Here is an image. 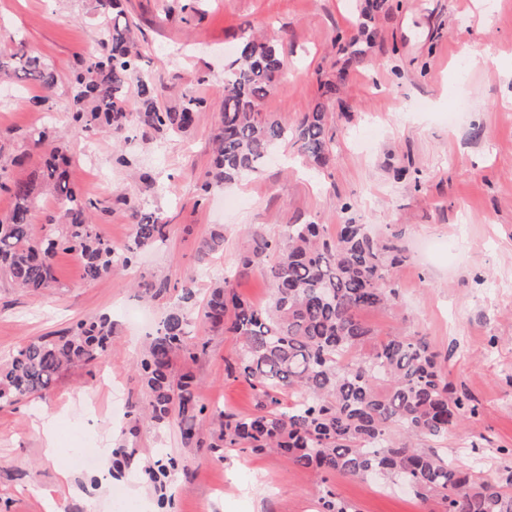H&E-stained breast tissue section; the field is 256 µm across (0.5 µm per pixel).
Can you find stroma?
<instances>
[{
	"label": "stroma",
	"mask_w": 512,
	"mask_h": 512,
	"mask_svg": "<svg viewBox=\"0 0 512 512\" xmlns=\"http://www.w3.org/2000/svg\"><path fill=\"white\" fill-rule=\"evenodd\" d=\"M124 0L136 23L140 66L157 84L158 102L179 107L204 99L194 125L164 138L133 125L125 140L80 131L71 118L70 74L101 48L103 30L91 0H0V47L43 59L56 77L51 92L14 78L0 81V153L24 155L5 180L26 179L40 154L24 132L35 121L66 143L71 180L96 200L99 234L116 246L132 242L127 200L159 210L169 225L164 245L142 251L135 264L107 279L86 280L70 254L56 258L60 287L41 297L0 285V359L25 340L63 330L103 313L115 337L104 363L61 376L36 397L0 408V512H114L124 498L136 512H318L316 475L271 452L187 448L175 427L131 426V404L146 394L135 370L150 331L128 318L147 311L152 323L180 300L182 275L194 272L190 333L207 350L196 361L175 359L191 372L200 399L242 414L253 390L224 374L235 348L230 334L203 330L197 315L215 282L236 266L246 233L280 239L286 225L313 221L335 233L339 224L396 231L407 259L391 272L397 305L364 313L379 335L425 337L453 386L480 414L447 438L418 445L472 466L476 480L505 479L512 458V0H388L376 23L375 46L362 67L345 66L336 34L357 35L356 0ZM274 32L283 68L262 111L297 124L338 83L328 103L335 142L330 160L312 170L292 141H282L261 172L224 193L200 185L213 158L212 138L224 110V57L244 30ZM47 95L43 108L29 98ZM126 165H114L115 155ZM151 170L156 183L141 180ZM126 202H118V195ZM223 251L200 258L212 231ZM169 275L164 297L137 296L134 283ZM52 417L58 456L42 431ZM101 444L88 467L71 462L84 441ZM176 458L164 487L148 464ZM70 470L71 486L60 483ZM356 512H440L437 500L388 490L351 476L330 480Z\"/></svg>",
	"instance_id": "obj_1"
}]
</instances>
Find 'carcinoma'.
Masks as SVG:
<instances>
[{"mask_svg": "<svg viewBox=\"0 0 512 512\" xmlns=\"http://www.w3.org/2000/svg\"><path fill=\"white\" fill-rule=\"evenodd\" d=\"M93 2L105 38L97 55L70 77L77 127L86 132L106 128L118 141L134 123L168 135L188 130L204 101L189 96L177 109L157 106L152 77L139 67L136 25L125 15L122 0ZM385 7V0H362L353 16L361 38L336 35L338 52L347 55L349 65L367 61L374 47L369 24ZM281 67L274 36L240 37L236 54L224 64V113L202 195L257 175L276 145L289 138L314 169L328 162L333 134L323 103L294 127L261 112ZM0 74L20 75L47 90L55 81L48 65L19 48L0 50ZM133 79L142 99L136 111L127 100ZM25 141L41 152V160L26 180H0V190L14 199L0 215V280L43 295L59 287L56 257L61 252L72 253L93 281L130 266L138 250L167 240L169 224L162 214L139 203L131 205V244L116 247L101 238L90 220L96 202L70 181L67 146L49 140L42 125L30 127ZM44 194L61 205L65 224L55 234L38 236L31 214ZM397 239L396 233L381 237L366 224L349 223L337 225L334 236L322 224H289L274 243L249 232L238 274L225 276L212 289L199 318L209 329L236 337L238 349L224 359V373L251 384L254 412L210 410L199 400L193 376L173 373L175 355L194 361L208 345L203 339L188 341L190 319L181 306L168 312L137 363L148 400L134 410L158 425L176 427L187 447L273 450L288 463L314 471L324 484L318 489L320 512H356L325 486L335 475L380 477L386 486L439 499L443 512H512V492L506 489L512 486V470L503 482H477L470 470L413 445L415 436H448L475 416L477 407L448 382L424 337L393 334L376 343L375 330L362 318L397 298L390 287L391 269L405 259ZM223 246L224 235L217 231L203 241L199 254L204 258ZM253 269L272 287L266 307L237 291V275ZM139 288L161 297L168 279ZM112 335V319L102 314L27 340L0 361V405L42 393L70 368L99 362L111 351ZM206 413L215 425L207 434L200 424Z\"/></svg>", "mask_w": 512, "mask_h": 512, "instance_id": "obj_1", "label": "carcinoma"}]
</instances>
